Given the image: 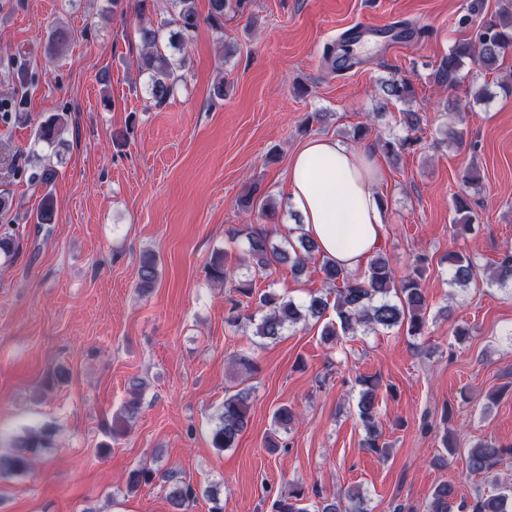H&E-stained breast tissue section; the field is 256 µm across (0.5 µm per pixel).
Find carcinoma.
I'll use <instances>...</instances> for the list:
<instances>
[{"instance_id": "1", "label": "carcinoma", "mask_w": 512, "mask_h": 512, "mask_svg": "<svg viewBox=\"0 0 512 512\" xmlns=\"http://www.w3.org/2000/svg\"><path fill=\"white\" fill-rule=\"evenodd\" d=\"M241 0H209L207 21L211 26L224 28V17L236 12ZM469 13L482 16L479 29L474 37L457 41L448 51L434 73L438 86L453 90L460 80V72L466 62L474 63L484 69L493 70L504 56L512 51V4L500 6L488 13L485 0H470ZM200 23L195 0H172L171 18L154 28L143 26L139 35L144 51L138 60V70L148 75L147 92L154 106L166 104L175 95L177 84L183 75L179 71L186 66V46L191 34ZM168 29L169 46L179 56L166 54L158 48L162 29ZM70 33L56 26L50 33V50L60 53L67 44ZM415 98L414 88L406 78L391 77L380 84V93L375 103L376 117H384L390 106L396 102L408 104ZM401 123L406 135L382 138L377 137L376 144L381 153L392 161L400 159L402 154L413 148L419 138L415 134L427 124L426 113L412 108L402 112ZM67 120L62 115H54L41 123L35 131V141L48 146L63 141ZM54 219L53 200L45 195L36 212V223L51 224ZM230 239L244 237L245 259L256 272L267 273L272 269L289 265L292 273L301 274L307 264L316 258L317 245L306 234L284 240L277 244L272 241L269 232L254 224L244 228L228 230ZM228 254L224 250L216 251L207 265V277L214 281L231 282L227 298V323L241 327L242 320L249 321L252 335L264 344L278 340L285 330L306 318L320 319L328 308L336 311L339 323L328 322L321 330V342L333 345L340 335L355 336L358 332L376 331L405 327L410 336L424 333L427 312L426 297L421 281L429 266V255L418 252L403 273L397 272L383 253L374 252L367 268L361 275L353 274L336 264L321 259V271L326 282L336 287L334 304L328 298L312 296L307 303H298L284 294L273 290L257 293L252 279H233V273L227 266ZM452 273L451 283L460 287L468 286L476 276V263L466 253H450L445 258ZM159 269L156 256L152 253L142 255L138 268L137 288L149 292L156 287ZM490 281L502 287L512 283V252L507 251L497 263ZM254 299L256 309L250 315L241 313L243 300ZM356 384L360 386L357 408L359 418L365 430L362 446L380 453L384 445L380 444L381 434L375 419L378 406L377 379L373 376H359ZM252 389L241 387L224 398L223 412L218 423L211 431L212 446L218 450L234 448L249 423V409ZM296 412L288 406L279 407L273 415L276 428L286 430L294 422ZM52 430L45 427H25L12 437L6 445L0 444V479H13L28 472L32 460L41 451L52 447ZM512 457V446H502L492 440H486L467 451L465 467L468 472L492 475L493 490L473 499L470 503L456 504V486L447 481L438 483L431 494L426 512H512V484L502 482L496 469L503 460ZM155 472L150 468H137L129 472L127 490L133 492L141 485L150 483ZM167 500L173 512H183L186 503L194 500L197 490L193 486L168 479ZM305 491L295 486L288 493L273 502L274 512H366L360 492H350L346 500L323 498L311 505Z\"/></svg>"}]
</instances>
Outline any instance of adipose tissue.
<instances>
[{
	"label": "adipose tissue",
	"instance_id": "adipose-tissue-1",
	"mask_svg": "<svg viewBox=\"0 0 512 512\" xmlns=\"http://www.w3.org/2000/svg\"><path fill=\"white\" fill-rule=\"evenodd\" d=\"M370 153L330 137L309 139L288 167L290 203L320 255L356 270L379 247L384 212Z\"/></svg>",
	"mask_w": 512,
	"mask_h": 512
}]
</instances>
